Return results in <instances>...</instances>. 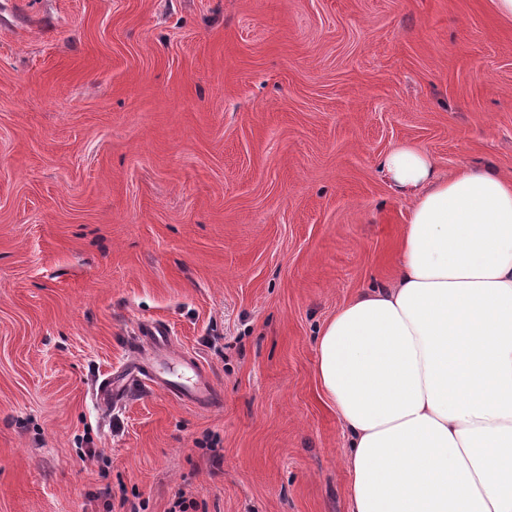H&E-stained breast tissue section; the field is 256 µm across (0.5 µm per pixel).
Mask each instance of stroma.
<instances>
[{"instance_id":"stroma-1","label":"stroma","mask_w":512,"mask_h":512,"mask_svg":"<svg viewBox=\"0 0 512 512\" xmlns=\"http://www.w3.org/2000/svg\"><path fill=\"white\" fill-rule=\"evenodd\" d=\"M403 142L512 178L493 0H0V512H348L315 338L396 272ZM154 320L219 407L94 399Z\"/></svg>"}]
</instances>
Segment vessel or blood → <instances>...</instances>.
I'll return each instance as SVG.
<instances>
[{"label":"vessel or blood","mask_w":512,"mask_h":512,"mask_svg":"<svg viewBox=\"0 0 512 512\" xmlns=\"http://www.w3.org/2000/svg\"><path fill=\"white\" fill-rule=\"evenodd\" d=\"M138 335L150 352L147 364L107 374L95 390L97 401L105 405L118 403L126 385L143 378L195 409L206 410L219 403V392L199 361L172 349L171 329L165 322L144 323Z\"/></svg>","instance_id":"obj_1"}]
</instances>
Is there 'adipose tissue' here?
<instances>
[{
    "instance_id": "1",
    "label": "adipose tissue",
    "mask_w": 512,
    "mask_h": 512,
    "mask_svg": "<svg viewBox=\"0 0 512 512\" xmlns=\"http://www.w3.org/2000/svg\"><path fill=\"white\" fill-rule=\"evenodd\" d=\"M380 167L410 203L398 274L316 338L349 512H512V180L414 143Z\"/></svg>"
}]
</instances>
